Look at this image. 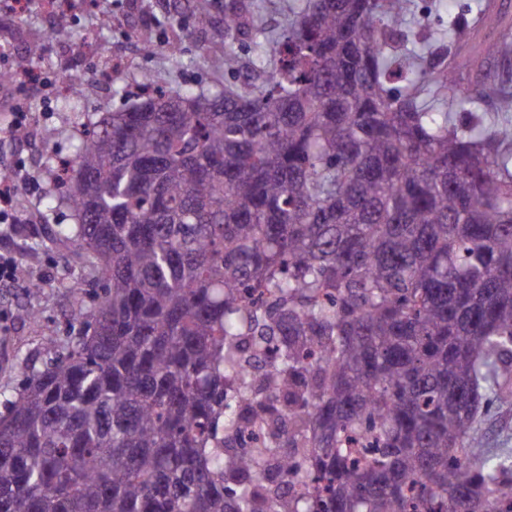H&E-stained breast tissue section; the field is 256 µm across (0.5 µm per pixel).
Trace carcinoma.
I'll list each match as a JSON object with an SVG mask.
<instances>
[{"label": "carcinoma", "mask_w": 512, "mask_h": 512, "mask_svg": "<svg viewBox=\"0 0 512 512\" xmlns=\"http://www.w3.org/2000/svg\"><path fill=\"white\" fill-rule=\"evenodd\" d=\"M413 0H232L259 83L86 117L55 232L106 283L0 413V512H512V123ZM469 107L457 123L454 109ZM261 5V13L271 28H281L288 22L296 0H256ZM447 1V2H441ZM413 13L408 19L405 34L411 40L414 36L426 35L436 44L435 38L443 37L448 31V12L443 6L448 0H414ZM484 450L512 448V404H491L480 425Z\"/></svg>", "instance_id": "carcinoma-1"}]
</instances>
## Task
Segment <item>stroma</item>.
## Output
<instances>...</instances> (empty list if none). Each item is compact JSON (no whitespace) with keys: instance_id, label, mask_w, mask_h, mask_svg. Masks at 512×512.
<instances>
[{"instance_id":"stroma-1","label":"stroma","mask_w":512,"mask_h":512,"mask_svg":"<svg viewBox=\"0 0 512 512\" xmlns=\"http://www.w3.org/2000/svg\"><path fill=\"white\" fill-rule=\"evenodd\" d=\"M482 2L495 21L465 31L463 51L474 63L465 71L460 90L485 73L495 74L500 85L512 92V54L485 65L480 44L512 34V0H414L407 36L442 37L448 30L449 9L467 10ZM41 0H31L22 14L0 12V71L29 67L44 76L83 75L76 108L64 105L54 94L47 107L32 105L31 91L0 84V177L15 169L30 172L34 187L21 195L19 222L0 236V251L19 259L16 278L0 284V404L16 396L31 369L49 358L64 355L74 330V309L91 310L93 283L76 265L67 249L50 241L54 232L71 224L69 211L49 207L46 198L57 191L56 173L62 161L71 159L79 144L82 113L119 112L130 107L150 78L173 90L223 88L225 81L239 82L252 75L253 47L249 40L228 41L224 34V10L229 0H207L198 10L195 0H83L68 15L69 34L54 38L46 32L52 24L43 13ZM207 22H200V15ZM158 47L174 42L180 48L179 63L158 52L148 54L144 43ZM238 59L236 71L224 70L225 50ZM27 109V131L13 139L5 128L18 109ZM41 284L30 295L32 284ZM31 310L26 319L22 310ZM54 346H47L46 338ZM485 450L512 448V404L490 405L480 425Z\"/></svg>"}]
</instances>
